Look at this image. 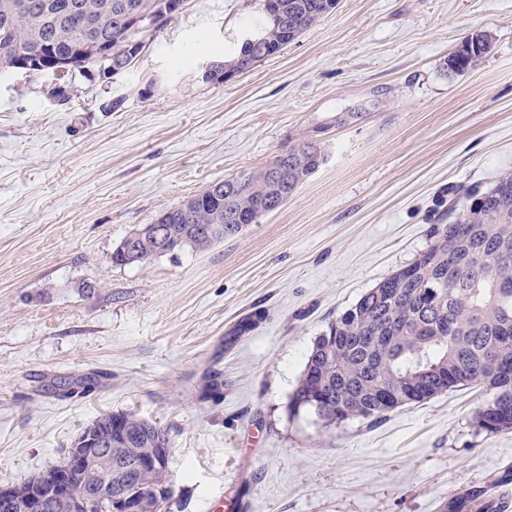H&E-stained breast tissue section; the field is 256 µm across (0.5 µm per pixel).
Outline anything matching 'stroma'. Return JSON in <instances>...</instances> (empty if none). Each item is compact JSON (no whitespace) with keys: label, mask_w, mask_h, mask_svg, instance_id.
Instances as JSON below:
<instances>
[{"label":"stroma","mask_w":512,"mask_h":512,"mask_svg":"<svg viewBox=\"0 0 512 512\" xmlns=\"http://www.w3.org/2000/svg\"><path fill=\"white\" fill-rule=\"evenodd\" d=\"M260 12L187 0L106 77L0 69V484L127 411L170 440L164 512H235L240 496L250 512H442L500 492L512 431L477 427L482 388L330 430L288 403L327 324L512 171V0H337L273 56L203 81ZM477 34L480 63L446 69ZM305 142L324 163L259 223L112 264L163 210Z\"/></svg>","instance_id":"1"}]
</instances>
